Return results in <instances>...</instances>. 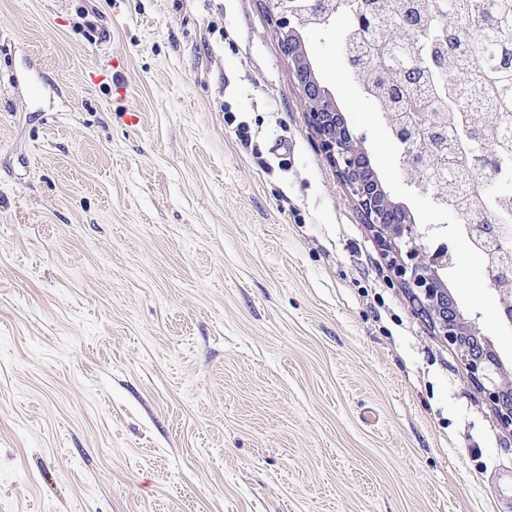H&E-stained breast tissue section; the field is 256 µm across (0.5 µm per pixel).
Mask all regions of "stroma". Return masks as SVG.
Wrapping results in <instances>:
<instances>
[{"mask_svg":"<svg viewBox=\"0 0 512 512\" xmlns=\"http://www.w3.org/2000/svg\"><path fill=\"white\" fill-rule=\"evenodd\" d=\"M343 28L303 31L315 76L511 368ZM0 512H512V437L388 281L266 0H0Z\"/></svg>","mask_w":512,"mask_h":512,"instance_id":"35a3bbf8","label":"stroma"}]
</instances>
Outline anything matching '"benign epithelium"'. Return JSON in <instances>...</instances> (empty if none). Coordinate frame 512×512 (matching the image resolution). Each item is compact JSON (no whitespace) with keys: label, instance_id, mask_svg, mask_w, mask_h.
<instances>
[{"label":"benign epithelium","instance_id":"1","mask_svg":"<svg viewBox=\"0 0 512 512\" xmlns=\"http://www.w3.org/2000/svg\"><path fill=\"white\" fill-rule=\"evenodd\" d=\"M327 0H268V21L282 54L292 64V73L299 86L304 111L316 133L319 146L347 193L354 200L362 223L373 232L375 243L386 260L394 280L408 289L419 314L431 318L439 333L448 340L463 362L469 378L491 402L499 427L512 436V380L504 379V365L489 341L466 324L454 304L439 271L451 265L452 256L445 249L429 251L426 232L414 222L403 206L392 202L371 168L369 154L355 139L343 113L316 79L301 41V30L325 20ZM356 28L366 31L379 50L378 62L363 53L357 54L359 67H375V74L385 82L388 94L400 89L406 95L428 83L442 70L439 59H430L421 67H403L402 56L410 51L404 41L395 40L389 27L375 20L372 13L357 16ZM392 136L403 141L406 163L425 174L416 187L434 189L436 178L431 171L448 174V183L467 192L481 186L490 167L481 156L471 158L473 177L462 180L457 171L437 167L436 151L448 147L455 128L437 117L422 123L413 112H396L390 118ZM458 234L480 247L484 240L494 241L495 251L506 258L512 256V238L497 224H466ZM489 274L499 293L498 314L512 324V267L490 263Z\"/></svg>","mask_w":512,"mask_h":512}]
</instances>
